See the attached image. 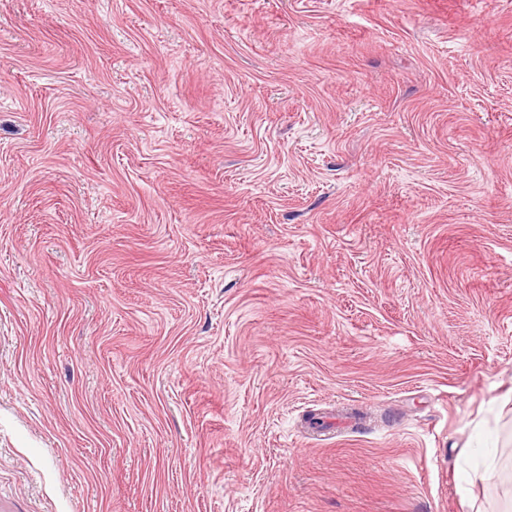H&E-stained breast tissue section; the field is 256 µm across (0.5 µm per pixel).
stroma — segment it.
I'll return each mask as SVG.
<instances>
[{"label":"stroma","instance_id":"35a3bbf8","mask_svg":"<svg viewBox=\"0 0 512 512\" xmlns=\"http://www.w3.org/2000/svg\"><path fill=\"white\" fill-rule=\"evenodd\" d=\"M465 448L512 0H0V512H507Z\"/></svg>","mask_w":512,"mask_h":512}]
</instances>
